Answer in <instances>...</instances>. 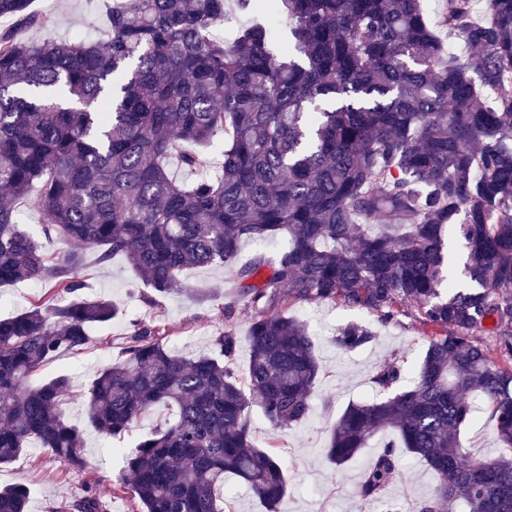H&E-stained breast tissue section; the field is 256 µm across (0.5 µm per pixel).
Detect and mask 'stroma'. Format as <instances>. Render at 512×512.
I'll return each instance as SVG.
<instances>
[{"label": "stroma", "mask_w": 512, "mask_h": 512, "mask_svg": "<svg viewBox=\"0 0 512 512\" xmlns=\"http://www.w3.org/2000/svg\"><path fill=\"white\" fill-rule=\"evenodd\" d=\"M105 2L33 0V10L49 18L50 23L45 28L20 29L19 34L28 40L47 36L104 37L108 31ZM82 279L85 296L111 299L120 306L121 313L105 326L93 329L86 348L59 352L47 372L52 376H67L71 381L65 401L66 415L83 432L84 453L101 477L98 492L109 499L110 512H134L132 501L112 494V483L124 468L122 451L132 447L166 412L156 410L130 432L107 438L87 422L84 401L88 386L103 365L119 354L134 321L148 323L156 318L164 319L169 327L168 346L189 356L210 354L214 336L224 330L233 331L239 344L235 376L240 385H247L248 326L252 310L240 299L230 271L224 269L186 271L180 291L165 299L159 308L145 303L147 288L121 259H114L106 266L88 259ZM292 313L307 323L320 363L319 382L311 395V417L305 425L281 433L273 429L257 407L249 409L254 437L259 443L273 445L288 480L279 512H377L376 503L359 496L358 483L362 463L388 442V435H378L358 461L339 468L328 463L324 449L348 403L375 396L372 376L380 361L394 362L405 369L416 365L427 348L425 328L411 315L384 324L376 315L328 301L301 302L293 307ZM352 320L372 324L377 338L361 349L345 353L336 347V330ZM400 459V474L388 496L410 512L434 490L436 476L429 466L408 454H401ZM84 481V473L66 469L35 445L13 463L0 467L1 488L18 482L27 485L30 512H52L53 507L80 496Z\"/></svg>", "instance_id": "1"}]
</instances>
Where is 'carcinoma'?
Segmentation results:
<instances>
[{"mask_svg": "<svg viewBox=\"0 0 512 512\" xmlns=\"http://www.w3.org/2000/svg\"><path fill=\"white\" fill-rule=\"evenodd\" d=\"M31 4L0 0V17L47 26ZM239 16L254 20L231 40L215 36ZM272 18L291 36L280 53ZM108 24L100 40L0 31V287L47 286L30 310L0 319V466L36 443L86 475L84 495L55 512H108L65 415L69 378L28 384L119 313L80 294L91 250L101 265L123 258L152 307L183 272L218 266L254 311L247 390L234 377V333L187 358L165 345L160 321L137 326L87 388V422L104 436L175 410L112 483L139 512H223L228 473L278 512L286 476L254 440L248 408L281 431L309 420L320 365L290 313L305 301L385 322L412 314L430 329L407 386L399 366H377L378 397L345 408L328 462L349 464L392 433L437 476L417 512H512V0H489L480 18L475 0H442L435 27L421 0H112ZM173 163L190 178L171 175ZM37 184L44 237L79 248L48 254L18 223L11 201ZM449 228L465 241V287L448 278ZM246 239L286 246L241 262ZM489 319L497 361L474 336ZM375 337L350 322L336 346ZM473 398L500 444L474 459L462 436ZM398 473L388 446L359 494L378 499ZM0 512H29L24 484L0 489Z\"/></svg>", "mask_w": 512, "mask_h": 512, "instance_id": "cac0c4a2", "label": "carcinoma"}]
</instances>
